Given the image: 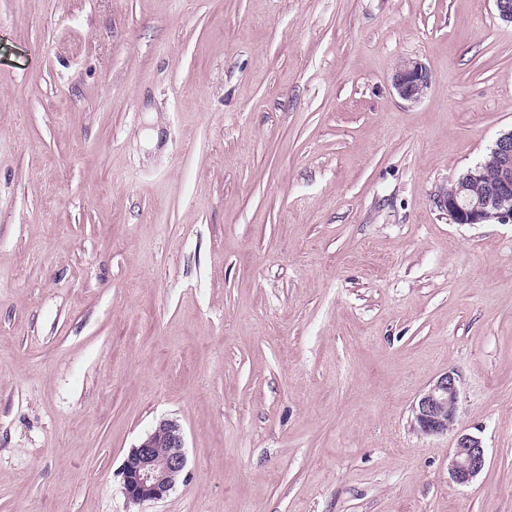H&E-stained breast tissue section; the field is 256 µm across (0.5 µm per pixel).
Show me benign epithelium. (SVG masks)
<instances>
[{"mask_svg":"<svg viewBox=\"0 0 512 512\" xmlns=\"http://www.w3.org/2000/svg\"><path fill=\"white\" fill-rule=\"evenodd\" d=\"M398 96L416 103L430 87V75L417 60L400 62L393 74ZM496 169L488 177L486 166L477 164L458 180L442 188L435 197L436 207L454 224H506L512 222V130L501 134L491 150ZM484 191L473 194L474 187ZM460 397V378L448 370L433 378L412 407L413 428L426 436L454 429ZM168 452L163 453L161 449ZM482 440L458 433L448 461L451 480L464 485L476 478L485 466ZM186 454L181 429L173 421L159 422L140 444L131 449L121 470L123 492L135 502H155L168 496L181 480Z\"/></svg>","mask_w":512,"mask_h":512,"instance_id":"benign-epithelium-1","label":"benign epithelium"}]
</instances>
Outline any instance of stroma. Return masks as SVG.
Wrapping results in <instances>:
<instances>
[{
    "mask_svg": "<svg viewBox=\"0 0 512 512\" xmlns=\"http://www.w3.org/2000/svg\"><path fill=\"white\" fill-rule=\"evenodd\" d=\"M509 130L493 0H0V512H512V223L434 203ZM393 87L403 100L419 102L430 87L429 72L420 61H401L393 74ZM460 397V378L448 370L433 378L412 407L413 428L420 434L440 435L454 429ZM184 448L179 425L168 420L159 422L138 446L131 449L123 462L121 475L125 496L135 503L155 502L167 497L184 473ZM485 461V449L479 437L466 433L456 434L448 461V474L453 482L460 485L470 483L483 470Z\"/></svg>",
    "mask_w": 512,
    "mask_h": 512,
    "instance_id": "stroma-1",
    "label": "stroma"
}]
</instances>
